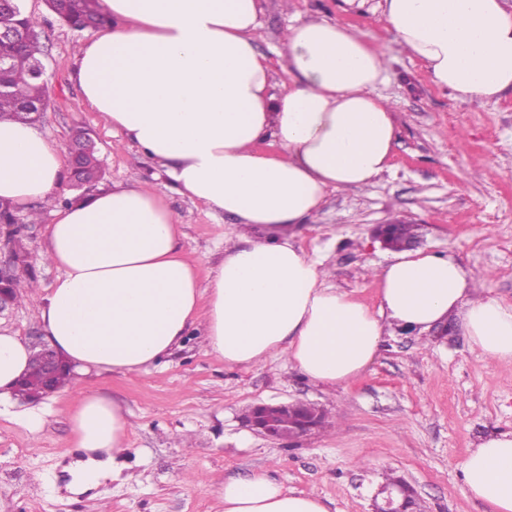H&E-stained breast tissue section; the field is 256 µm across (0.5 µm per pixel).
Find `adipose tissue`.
<instances>
[{"label": "adipose tissue", "mask_w": 512, "mask_h": 512, "mask_svg": "<svg viewBox=\"0 0 512 512\" xmlns=\"http://www.w3.org/2000/svg\"><path fill=\"white\" fill-rule=\"evenodd\" d=\"M112 24L80 46L73 80L165 183L118 185L54 210L42 260L60 275L39 307L48 343L81 372L138 373L202 325L207 353L248 369L284 359L330 389L373 362L391 327L424 333L456 319L472 349L512 365V304L476 293L453 257L393 254L378 268L377 307L328 283L321 255L294 240L328 192L371 185L398 140L390 101L376 94L385 50L361 30L292 12L276 54L288 77L270 92L256 48L260 0H101ZM392 41L464 105L512 90V8L505 0H379ZM274 137L280 152L259 145ZM65 151L32 124L0 117V202L24 207L62 192ZM259 228L207 274L181 253L169 192ZM33 351L0 330V408L8 407ZM82 459L74 493L120 476L129 423L116 400L84 394L71 415ZM465 493L512 512V432L493 434L462 464ZM224 512H326L320 497L264 475L230 478Z\"/></svg>", "instance_id": "1"}]
</instances>
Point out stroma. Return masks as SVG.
<instances>
[{
    "instance_id": "obj_1",
    "label": "stroma",
    "mask_w": 512,
    "mask_h": 512,
    "mask_svg": "<svg viewBox=\"0 0 512 512\" xmlns=\"http://www.w3.org/2000/svg\"><path fill=\"white\" fill-rule=\"evenodd\" d=\"M377 4L296 0L301 16L340 21L386 46L390 76L378 92L393 104L399 134L390 169L372 185L330 192L295 240L325 256L333 285L373 307L371 273L389 261L390 251L372 231L408 222L416 227L418 249L454 257L477 275L478 288L512 304V91L483 107L460 105L434 85L422 62L393 45ZM24 7L40 21L47 66L48 104L37 129L63 146L88 133L98 150L99 187L153 180L157 165L135 158L113 137L71 78L75 52L95 30L72 29L45 0H24ZM259 20L257 50L278 93L286 77L276 48L288 16L279 0H264ZM169 204L183 226L185 258L207 271L223 257L224 232L234 218L178 193ZM15 214L17 224L0 228V235L22 244L39 292L25 294L0 326L33 346L45 339L38 298L59 275L37 260L53 216L37 202ZM84 392L118 400L131 425L129 451L125 479L73 495L65 489L66 467L77 455L70 413ZM294 401L322 408L327 425L272 442L244 421L254 405ZM39 406L47 416L35 437L19 422L30 403L14 399L0 415V512H224L225 480L260 473L315 493L327 512H371L390 474L414 487L426 512H491L465 495L461 466L479 441L512 431V369L492 367L459 326L440 339L395 329L365 372L334 391L277 360L248 370L225 365L205 352L197 326L147 371L79 375Z\"/></svg>"
}]
</instances>
